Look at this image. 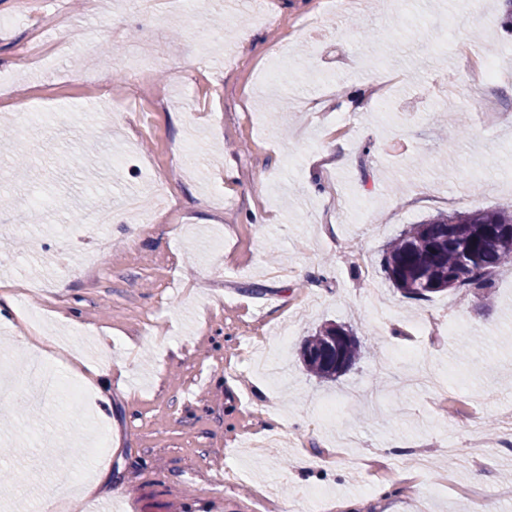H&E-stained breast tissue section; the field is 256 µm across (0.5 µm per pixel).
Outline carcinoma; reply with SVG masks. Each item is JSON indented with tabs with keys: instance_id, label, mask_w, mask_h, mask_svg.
Returning a JSON list of instances; mask_svg holds the SVG:
<instances>
[{
	"instance_id": "obj_1",
	"label": "carcinoma",
	"mask_w": 512,
	"mask_h": 512,
	"mask_svg": "<svg viewBox=\"0 0 512 512\" xmlns=\"http://www.w3.org/2000/svg\"><path fill=\"white\" fill-rule=\"evenodd\" d=\"M512 263V207L437 215L410 227L384 249L383 269L394 288L428 298L452 288L488 287L486 275ZM357 338L326 323L308 337L302 361L313 376L333 381L358 359Z\"/></svg>"
}]
</instances>
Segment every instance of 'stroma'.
Here are the masks:
<instances>
[{"label": "stroma", "mask_w": 512, "mask_h": 512, "mask_svg": "<svg viewBox=\"0 0 512 512\" xmlns=\"http://www.w3.org/2000/svg\"><path fill=\"white\" fill-rule=\"evenodd\" d=\"M17 3L0 0L15 17L0 32V81L24 100H0V125L17 129L0 138V217L29 196L39 219L0 238L13 258L0 278L69 275L24 301L64 340L44 371L58 378L72 346L99 359L107 338L112 375L82 401H0V440L29 442L0 455V471L24 477L0 485V507L35 512L60 466H91L84 422L105 415L116 491L61 493L58 512L107 500L112 512H279L288 499L305 512H337L340 500L355 512H471L478 492L512 512V447L469 448L473 431L512 417V266L490 273V297L456 288L427 300L382 270L384 246L408 225L512 204V76L494 84L498 116L485 123L465 65L512 64L501 0H486V26L455 0L365 11L276 0L270 26L223 0H97L92 12L67 0L74 44L34 67L19 62L29 20ZM319 5L327 23L290 37ZM131 55L153 59L172 104L139 97L123 68ZM340 115L351 118L341 140ZM177 162L168 191L187 224L77 223L129 194L153 209L151 184ZM327 321L351 329L361 355L323 383L300 352ZM31 329L0 321L6 380L31 359L18 342ZM399 348L413 360L378 372ZM229 466L237 479L218 485Z\"/></svg>", "instance_id": "obj_1"}]
</instances>
